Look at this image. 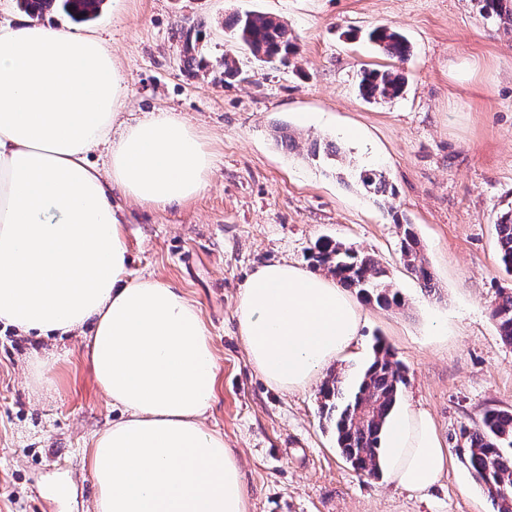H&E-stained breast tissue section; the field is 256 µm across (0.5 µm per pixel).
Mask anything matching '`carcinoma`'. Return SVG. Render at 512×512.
Instances as JSON below:
<instances>
[{"instance_id":"obj_1","label":"carcinoma","mask_w":512,"mask_h":512,"mask_svg":"<svg viewBox=\"0 0 512 512\" xmlns=\"http://www.w3.org/2000/svg\"><path fill=\"white\" fill-rule=\"evenodd\" d=\"M103 0H18L31 15L58 9L77 22L94 18ZM488 16H507L512 22V0H478ZM232 38L245 46L260 62L285 63L298 50L288 27L280 20L262 13L236 14L230 23ZM393 64L386 69H364L360 72L358 89L369 102H385L399 97L405 77L399 65L411 55L407 39L399 32L378 26L368 34ZM340 148L333 143H314L309 157L324 162L339 157ZM358 181L369 194L377 197L390 190L389 181L381 171L362 170ZM401 229L400 256L405 268L428 294L436 292L434 276L421 254L420 241L413 225L399 224ZM499 257L504 271L512 274V210L503 213L497 224ZM311 266L332 274L340 285L352 290L364 300L381 307L401 306L399 293L392 289L385 268L369 255L339 241L319 242L309 255ZM501 339L512 345V290L500 291L492 311ZM405 371L395 360L391 348L377 341L369 365L342 387L334 377L320 389L321 409L326 411L333 426L337 448L346 462L358 472L375 476L380 471V439L386 415L397 403ZM463 439L465 462L475 480L496 507V512H512V410H489L481 423L458 431Z\"/></svg>"}]
</instances>
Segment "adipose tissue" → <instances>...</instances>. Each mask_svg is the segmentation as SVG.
Listing matches in <instances>:
<instances>
[{
    "label": "adipose tissue",
    "mask_w": 512,
    "mask_h": 512,
    "mask_svg": "<svg viewBox=\"0 0 512 512\" xmlns=\"http://www.w3.org/2000/svg\"><path fill=\"white\" fill-rule=\"evenodd\" d=\"M125 76L111 47L50 22L0 26V324L27 336H87L98 386L120 417L94 441L96 512H246L241 468L204 419L216 365L196 305L130 279L113 191L165 208L202 192L211 158L167 112L121 126ZM110 144L107 170L89 155ZM248 362L294 391L352 351L362 306L298 263L255 269L236 301ZM389 481L422 496L450 457L430 414L390 413Z\"/></svg>",
    "instance_id": "adipose-tissue-1"
}]
</instances>
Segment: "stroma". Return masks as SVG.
<instances>
[{
	"mask_svg": "<svg viewBox=\"0 0 512 512\" xmlns=\"http://www.w3.org/2000/svg\"><path fill=\"white\" fill-rule=\"evenodd\" d=\"M255 11L285 22L299 44L288 63L260 64L232 48L227 24ZM48 20L112 46L128 88L121 115L132 125L173 113L192 125L212 158L207 189L164 209L114 195L135 277L178 288L208 330L216 362L206 429L235 452L247 512H494L454 440L486 409H512V345L491 316L512 276L499 263L495 222L512 207V25L476 0H104L99 15ZM201 25L206 69L187 67L178 32ZM386 24L412 48L405 90L365 101L358 73L387 65L365 32ZM234 51L241 76L219 63ZM288 128L294 150L276 140ZM359 128L353 140L343 130ZM333 140L342 157L309 159L312 141ZM386 172L380 198L356 179ZM414 228L436 284L426 294L400 260V229ZM321 238L372 255L405 304H365L354 357L321 380L353 378L383 338L406 368L400 405L426 410L451 454L448 475L418 497L354 470L320 411L319 383L280 393L248 362L235 300L249 275L276 261L306 263ZM448 326L444 336L432 323ZM51 355L48 385L31 372ZM118 414L96 383L86 341L49 342L0 327V512H93L88 457Z\"/></svg>",
	"mask_w": 512,
	"mask_h": 512,
	"instance_id": "1",
	"label": "stroma"
}]
</instances>
